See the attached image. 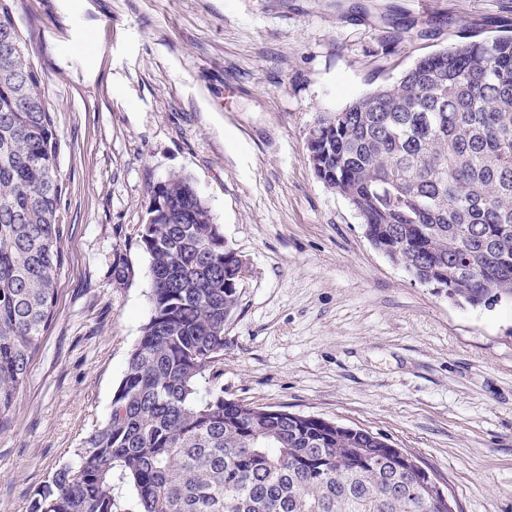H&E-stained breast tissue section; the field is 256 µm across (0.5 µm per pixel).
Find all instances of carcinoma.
<instances>
[{
    "label": "carcinoma",
    "mask_w": 512,
    "mask_h": 512,
    "mask_svg": "<svg viewBox=\"0 0 512 512\" xmlns=\"http://www.w3.org/2000/svg\"><path fill=\"white\" fill-rule=\"evenodd\" d=\"M312 151L384 255L456 304H512V37L452 45L341 111ZM63 143L0 0V427L53 316ZM151 315L106 422L29 512H431L412 452L361 427L224 398V319L243 268L187 177L152 187Z\"/></svg>",
    "instance_id": "cac0c4a2"
}]
</instances>
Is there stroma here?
I'll return each instance as SVG.
<instances>
[{
	"label": "stroma",
	"instance_id": "obj_1",
	"mask_svg": "<svg viewBox=\"0 0 512 512\" xmlns=\"http://www.w3.org/2000/svg\"><path fill=\"white\" fill-rule=\"evenodd\" d=\"M64 142L55 313L0 428V512L73 463L151 315L152 187L188 177L246 274L224 397L415 453L458 512H512V305L460 306L377 251L314 174L322 116L451 45L512 36V0H14ZM126 278L113 274L116 265Z\"/></svg>",
	"mask_w": 512,
	"mask_h": 512
}]
</instances>
